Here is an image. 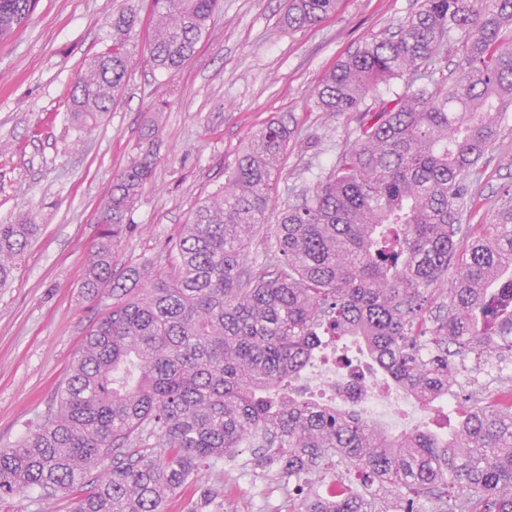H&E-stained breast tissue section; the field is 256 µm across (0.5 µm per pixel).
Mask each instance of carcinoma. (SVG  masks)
<instances>
[{
    "label": "carcinoma",
    "instance_id": "cac0c4a2",
    "mask_svg": "<svg viewBox=\"0 0 512 512\" xmlns=\"http://www.w3.org/2000/svg\"><path fill=\"white\" fill-rule=\"evenodd\" d=\"M37 0H0V41ZM150 58L172 75L207 36L221 0H151ZM337 0H286L300 29ZM94 55L72 86L80 128L111 111L126 81L124 35ZM466 61L452 87L423 70L442 48ZM407 78L406 93L381 88ZM324 112H353L354 141L314 186L274 205L294 134L262 128L222 187L194 209L165 271L114 262L157 160L156 126L112 181L83 297L108 299L83 339L56 409L0 450V498L35 488L47 500L86 485L75 512H164L200 491L203 472L252 449L256 468L302 483L293 512H512V389L476 392L459 434L428 427L389 437L354 411L282 394L313 365L325 338L360 339L373 361L422 403L448 392L456 360L512 356V205L470 237L468 178L512 109V0H425L381 38L337 63L318 85ZM374 104H367V100ZM266 232L262 251L250 250ZM38 224H0V286ZM454 270L452 286L440 284Z\"/></svg>",
    "mask_w": 512,
    "mask_h": 512
}]
</instances>
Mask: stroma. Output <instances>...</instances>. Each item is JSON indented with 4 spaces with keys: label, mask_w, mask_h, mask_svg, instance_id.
<instances>
[{
    "label": "stroma",
    "mask_w": 512,
    "mask_h": 512,
    "mask_svg": "<svg viewBox=\"0 0 512 512\" xmlns=\"http://www.w3.org/2000/svg\"><path fill=\"white\" fill-rule=\"evenodd\" d=\"M424 0H340L315 27L281 21L282 0H224L194 57L174 75L154 70L146 50L149 0H38L27 23L0 43V223L40 224L11 280L0 287V448L42 420L102 307L80 283L116 174L137 153L145 125H158V162L134 211L116 268L166 263L168 242L196 203L223 185L239 154L272 117L295 133L282 161L277 204L312 186L355 138L349 113L318 111L314 90L340 58L383 35ZM135 9L131 65L122 99L94 128L80 131L67 93L84 60L112 41V20ZM462 223L480 231L512 198V111L471 178ZM348 355L371 369L359 341L325 346L294 381L315 398V378ZM208 484L206 512H288L295 484L255 469L250 449Z\"/></svg>",
    "instance_id": "stroma-1"
}]
</instances>
